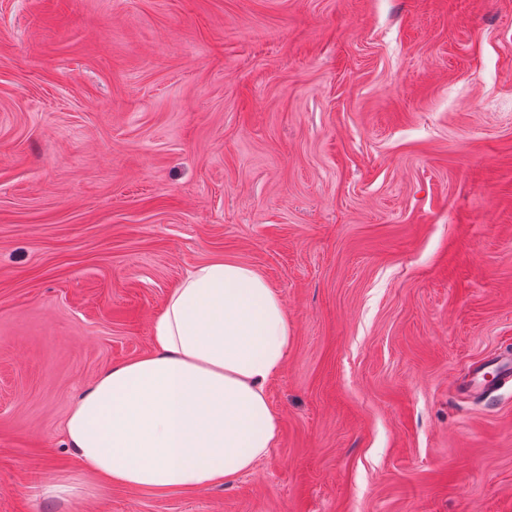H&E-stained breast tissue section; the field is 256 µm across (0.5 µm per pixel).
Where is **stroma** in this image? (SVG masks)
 Segmentation results:
<instances>
[{
    "label": "stroma",
    "instance_id": "1",
    "mask_svg": "<svg viewBox=\"0 0 512 512\" xmlns=\"http://www.w3.org/2000/svg\"><path fill=\"white\" fill-rule=\"evenodd\" d=\"M220 257L288 313L276 446L90 480L72 403ZM509 348L512 0H0V512H512ZM512 381V362L507 359L493 360L473 370L469 386L487 392Z\"/></svg>",
    "mask_w": 512,
    "mask_h": 512
}]
</instances>
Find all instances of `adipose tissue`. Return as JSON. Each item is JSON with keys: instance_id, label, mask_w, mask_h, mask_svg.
Returning a JSON list of instances; mask_svg holds the SVG:
<instances>
[{"instance_id": "1", "label": "adipose tissue", "mask_w": 512, "mask_h": 512, "mask_svg": "<svg viewBox=\"0 0 512 512\" xmlns=\"http://www.w3.org/2000/svg\"><path fill=\"white\" fill-rule=\"evenodd\" d=\"M292 330L252 266L214 259L168 293L150 349L100 374L64 426L86 474L135 490L207 489L256 466L280 433L266 387Z\"/></svg>"}]
</instances>
